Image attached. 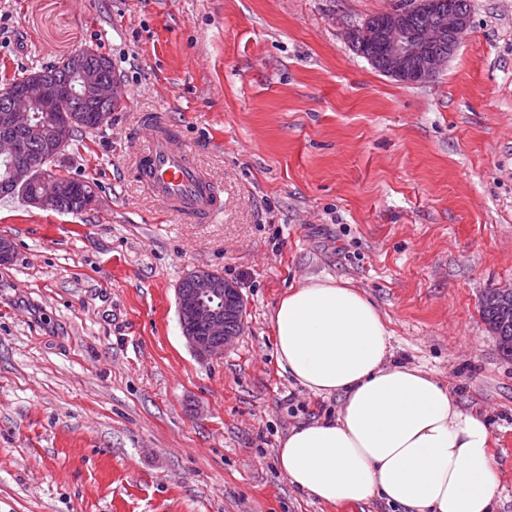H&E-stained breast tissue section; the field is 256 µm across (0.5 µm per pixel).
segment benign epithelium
I'll use <instances>...</instances> for the list:
<instances>
[{
    "instance_id": "obj_1",
    "label": "benign epithelium",
    "mask_w": 512,
    "mask_h": 512,
    "mask_svg": "<svg viewBox=\"0 0 512 512\" xmlns=\"http://www.w3.org/2000/svg\"><path fill=\"white\" fill-rule=\"evenodd\" d=\"M468 25V14L448 6L443 14L439 0H412L402 10H395L375 22L348 31V40L363 36L379 47L384 73L408 84L429 81L447 64ZM68 73L63 80L42 71L27 75L17 87L0 89L6 99L0 108V161L6 168V180L13 190H23L40 183L41 190L27 202L41 210L66 213L64 201L71 195L73 182H61L50 176L51 162L62 157L76 128L74 119H58L70 111L75 100L111 101L118 96L106 56L90 47H81L65 60ZM35 131L46 152L28 153L16 131ZM184 278L192 288L177 289L179 319L203 324L207 335L198 336L187 327L182 334L189 349L200 359L224 353L239 336L228 331L233 319L245 321V302L236 283L219 280L205 268H194ZM482 302L499 307L503 321H512V284L492 288Z\"/></svg>"
}]
</instances>
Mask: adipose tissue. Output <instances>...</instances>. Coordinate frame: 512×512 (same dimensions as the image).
<instances>
[{"mask_svg": "<svg viewBox=\"0 0 512 512\" xmlns=\"http://www.w3.org/2000/svg\"><path fill=\"white\" fill-rule=\"evenodd\" d=\"M277 363L340 411L291 428L277 463L327 506L379 499L402 512H497L502 474L486 420L451 387L394 359L376 304L343 279L288 288L272 316Z\"/></svg>", "mask_w": 512, "mask_h": 512, "instance_id": "obj_1", "label": "adipose tissue"}]
</instances>
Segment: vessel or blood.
I'll use <instances>...</instances> for the list:
<instances>
[{"label": "vessel or blood", "mask_w": 512, "mask_h": 512, "mask_svg": "<svg viewBox=\"0 0 512 512\" xmlns=\"http://www.w3.org/2000/svg\"><path fill=\"white\" fill-rule=\"evenodd\" d=\"M146 129L137 165L160 210L212 223L224 210L218 188L195 164L175 129L160 119L150 120Z\"/></svg>", "instance_id": "obj_1"}]
</instances>
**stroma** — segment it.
Wrapping results in <instances>:
<instances>
[{"label":"stroma","instance_id":"35a3bbf8","mask_svg":"<svg viewBox=\"0 0 512 512\" xmlns=\"http://www.w3.org/2000/svg\"><path fill=\"white\" fill-rule=\"evenodd\" d=\"M407 0H0V88L75 49L122 98L58 163L93 209L0 197V512H390L309 503L277 465L288 430L335 416L278 366L289 286L344 279L377 304L399 362L487 417L512 512V357L481 316L512 283V0H470L447 66L406 84L346 39ZM166 115L224 214L157 211L143 118ZM235 282L245 327L188 348L176 289Z\"/></svg>","mask_w":512,"mask_h":512}]
</instances>
